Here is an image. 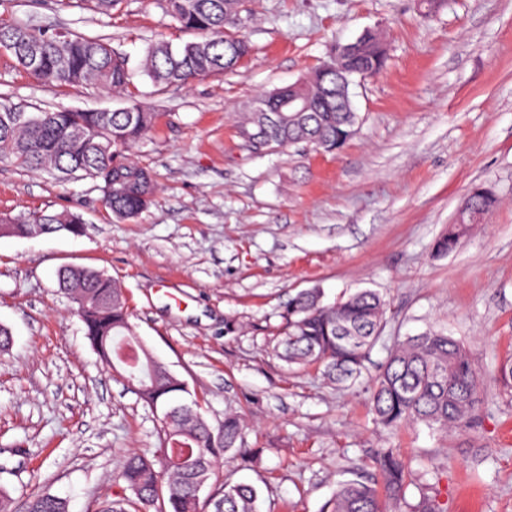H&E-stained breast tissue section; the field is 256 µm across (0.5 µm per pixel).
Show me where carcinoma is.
<instances>
[{"label": "carcinoma", "mask_w": 512, "mask_h": 512, "mask_svg": "<svg viewBox=\"0 0 512 512\" xmlns=\"http://www.w3.org/2000/svg\"><path fill=\"white\" fill-rule=\"evenodd\" d=\"M242 0H159L160 5L197 40L180 46L152 43L144 72L156 87L185 85L217 73L234 71L250 52L242 36ZM0 49L44 84H95L125 92L128 104L118 110L58 109L20 112L0 104V158L29 170L48 169L64 176L80 174L101 182L103 201L122 219L137 218L153 201L156 184L150 170L134 158L135 147L151 132L156 114L129 91L130 71L124 57L102 38L69 32L41 31L22 24L0 23ZM37 54L38 62L31 63ZM386 54L378 36L357 38L347 76H376ZM349 87L322 67L315 68L294 89L281 87L260 95L264 112L244 113L242 133H257L281 149L304 143L326 152L341 148L356 132L357 113L345 109ZM295 96L307 112H280L278 104ZM494 197L471 194L466 206L487 212ZM82 218L71 212L38 213L25 221L0 217V228L23 236L29 225L50 234H80ZM60 289L71 295L85 335L101 360L131 383L140 399L161 411L160 457L130 454L119 474L130 498L104 505L103 512H261L257 489L223 483L201 499L227 454L242 449L244 424L234 412L213 425L198 402H176L190 394L184 380L139 340L122 288L103 272L67 268L59 274ZM386 300L371 289L359 290L332 303L318 288L301 291L288 304L283 332L274 355L290 368L316 366L332 383L353 385L367 371L365 362L381 339ZM483 375L460 341L426 331L397 343L387 352L370 380L369 394L377 424L385 429L423 423L440 431L470 428L480 403ZM376 479L340 483L322 512H387L386 503L400 502L407 486V464L393 448L373 457ZM26 512H69L65 499L48 491L29 497Z\"/></svg>", "instance_id": "cac0c4a2"}]
</instances>
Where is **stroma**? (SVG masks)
Listing matches in <instances>:
<instances>
[{"instance_id":"stroma-1","label":"stroma","mask_w":512,"mask_h":512,"mask_svg":"<svg viewBox=\"0 0 512 512\" xmlns=\"http://www.w3.org/2000/svg\"><path fill=\"white\" fill-rule=\"evenodd\" d=\"M252 51L236 70L156 89L148 46L192 41L158 0H0V22L107 38L124 56L155 127L136 149L158 192L137 219L105 207L98 181L63 179L0 159V214H81L83 231L0 234V484L14 512L47 490L69 512L126 497L117 475L133 450L157 452L159 419L84 334L57 285L66 267L117 281L131 323L196 395L210 423L245 421L252 460L218 478L256 486L263 512H321L337 481L367 476L380 447L410 461L398 512L422 499L444 512H512V394L493 381L512 359V0H248ZM379 34L384 71L355 78L354 136L326 153H256L237 113L259 93L303 80L336 44ZM0 97L26 112L117 109L97 85L47 86L0 50ZM494 206L465 225L456 249L435 244L466 198ZM335 299L371 288L387 301L382 339L439 330L484 376L471 430L416 424L389 433L366 383L336 385L271 352L296 292Z\"/></svg>"}]
</instances>
